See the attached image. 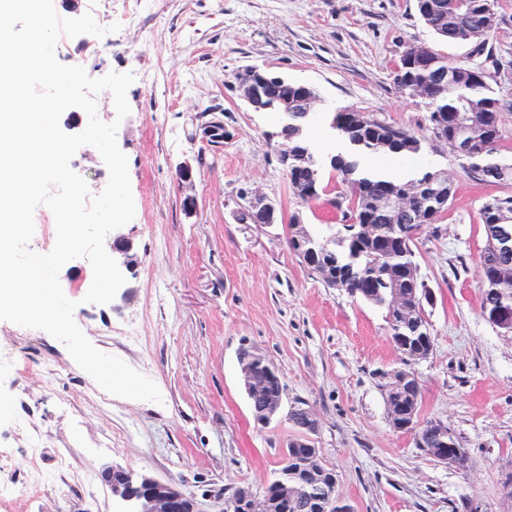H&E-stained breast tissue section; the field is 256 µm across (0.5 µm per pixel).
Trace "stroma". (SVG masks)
Returning <instances> with one entry per match:
<instances>
[{"instance_id":"35a3bbf8","label":"stroma","mask_w":512,"mask_h":512,"mask_svg":"<svg viewBox=\"0 0 512 512\" xmlns=\"http://www.w3.org/2000/svg\"><path fill=\"white\" fill-rule=\"evenodd\" d=\"M56 13H92L108 30L68 39L60 61L88 76L135 77L129 115L117 131L128 158L135 216L121 231L133 243L124 269L127 299L84 303L87 259L59 273L78 306L74 320L101 352L149 377L162 401L108 397L47 332L20 335L0 320V344L18 365L0 368V465L25 478L28 438L45 433L69 448L80 483L56 482L51 447L41 449L45 491L0 512H120L99 473L118 465L176 484L201 512H221L239 486L262 491L295 429L286 416L258 425L244 392L238 354L251 347L278 369L285 404L305 401L319 421L314 445L337 473L354 512H453L474 498L485 512H512V332L481 312V207L512 195V182L482 183L449 150H426L428 169L454 177L440 224L419 232L416 262L435 301L425 316L432 354L406 362L390 339L388 310L327 287L289 247L286 223L247 224L238 211L255 195L285 218L331 235L341 220L328 196L293 195L277 160L268 114L249 110L232 81L260 65L308 85L319 102L308 129L321 154L343 147L333 112L366 109L415 132L424 100L402 94L393 66L406 45L435 46L450 61L483 62L471 44L439 41L415 0H143L139 23L110 32L116 0H53ZM230 134L213 150L192 131L203 115ZM191 164L193 181L178 177ZM197 201L185 214L184 197ZM420 379L419 417L447 425L466 448V467L437 462L412 435L394 431L385 385L401 368Z\"/></svg>"}]
</instances>
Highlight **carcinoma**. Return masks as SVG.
I'll use <instances>...</instances> for the list:
<instances>
[{
  "mask_svg": "<svg viewBox=\"0 0 512 512\" xmlns=\"http://www.w3.org/2000/svg\"><path fill=\"white\" fill-rule=\"evenodd\" d=\"M424 0H416V8L423 22L442 41L473 43L482 48L497 24V0H431L439 11L430 13L423 8ZM407 53H416L436 60L443 67L452 66L458 72L453 87L433 86L426 90L429 112L426 116L428 136L420 137L406 126L377 117L367 110H355L347 116L348 124L337 130L344 141L356 143L346 152L334 155L329 168L337 182L346 190L336 197V209H342L344 224L330 238L319 242L328 248L341 271L336 287L352 297L364 299L375 305H390L393 289L400 290L403 303L408 307V320L404 322L407 335L400 336L394 323H389L390 337L394 345L406 358L416 361L427 358L433 338L425 317L424 306L418 302L420 289L425 287L418 276L416 263L417 235L407 233L401 220L395 218L380 224H365L363 217L378 213L387 196H401L413 193L418 196L421 209L420 224H439L446 216L448 205L454 195V178L447 174L432 177L423 174L414 182L383 173H376L365 167V160L378 156L394 162L413 161L423 150V143L434 140L438 133L451 136L455 130L457 110L466 104L478 126L474 135L492 145V150L502 148L503 134L497 114L501 96L494 86L512 82V62L492 54L486 56L490 65L484 67L483 81L473 79V71L462 62L450 63L434 47L413 44L405 48ZM322 180V168L299 166L288 173V181L305 184L310 179ZM480 219L485 226L487 243L481 258L483 265L502 266L498 278L483 280L481 309L496 308L504 303L512 304V254L504 256L493 245L495 239V214L489 206L480 210ZM422 400V385L417 384L401 390L397 382L386 385L387 405L403 402L405 408L395 409L388 415L391 427L414 421L406 429L413 435L417 448H446L448 444L459 443L453 431L443 432L440 422L419 421L418 411Z\"/></svg>",
  "mask_w": 512,
  "mask_h": 512,
  "instance_id": "carcinoma-1",
  "label": "carcinoma"
}]
</instances>
